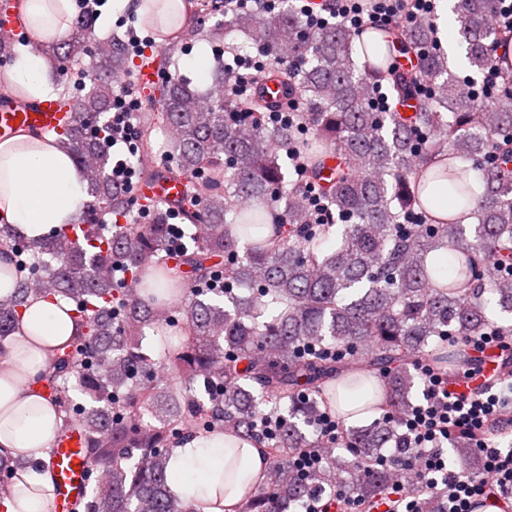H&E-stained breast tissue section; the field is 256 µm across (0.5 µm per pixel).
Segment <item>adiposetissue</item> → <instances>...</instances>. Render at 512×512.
<instances>
[{
  "instance_id": "1",
  "label": "adipose tissue",
  "mask_w": 512,
  "mask_h": 512,
  "mask_svg": "<svg viewBox=\"0 0 512 512\" xmlns=\"http://www.w3.org/2000/svg\"><path fill=\"white\" fill-rule=\"evenodd\" d=\"M27 38L6 72L5 89L23 88L29 100L52 92L41 45L62 39L76 0H20ZM89 197L83 170L57 136L27 132L0 141V222L36 240L75 223ZM79 332L71 306L57 297H34L21 310L0 347V451L29 461L0 512H50L52 483L38 463L48 462L55 436L53 403L37 391L52 351ZM264 450L252 441L214 432L180 444L168 462L173 496L192 500L197 512H238L246 479L260 477Z\"/></svg>"
}]
</instances>
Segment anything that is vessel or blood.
<instances>
[{
    "label": "vessel or blood",
    "instance_id": "vessel-or-blood-1",
    "mask_svg": "<svg viewBox=\"0 0 512 512\" xmlns=\"http://www.w3.org/2000/svg\"><path fill=\"white\" fill-rule=\"evenodd\" d=\"M64 122V113L59 112L55 100L52 99L39 101L24 110L16 109L8 102L0 103V140L21 130H57ZM182 192L181 183L165 178L152 180L136 188L137 195L169 202L179 200ZM82 446V437L76 432L61 436L54 442L50 457V468L56 487L54 512H68L67 505L73 497L83 496L86 491L85 477L89 462Z\"/></svg>",
    "mask_w": 512,
    "mask_h": 512
}]
</instances>
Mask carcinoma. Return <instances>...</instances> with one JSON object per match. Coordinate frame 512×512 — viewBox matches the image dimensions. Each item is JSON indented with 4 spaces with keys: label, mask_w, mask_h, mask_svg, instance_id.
Here are the masks:
<instances>
[{
    "label": "carcinoma",
    "mask_w": 512,
    "mask_h": 512,
    "mask_svg": "<svg viewBox=\"0 0 512 512\" xmlns=\"http://www.w3.org/2000/svg\"><path fill=\"white\" fill-rule=\"evenodd\" d=\"M493 4L451 6L470 69L504 75L493 106L461 91L432 21L357 32L342 19L307 27L294 0L228 13L224 0L154 4L142 26L162 42L163 83L143 120L164 122L163 175L183 194L173 206L146 200L145 224L123 223L130 193L113 180L108 148L129 48L115 39L93 52L89 15L42 46L73 113L57 136L92 201L76 239L0 227L16 275L0 297V342L30 298L74 305L81 333L41 376L57 435L78 425L91 464L94 485L73 512H195L168 489V460L186 437L218 430L268 451L239 512H287L330 475L355 500L386 486L379 452L402 439L390 416L344 429L345 452L330 449L319 469L294 456L322 448V405L349 417L338 388L367 391L369 368L386 375L390 408L408 409L417 364L455 365L448 344L492 326L485 293L512 316V40L492 25ZM232 33L264 68L236 95L246 74L219 56L199 93L174 54ZM333 233L336 247L323 249ZM149 331L167 346L158 358ZM266 417L279 419L272 439ZM27 467L0 454V501Z\"/></svg>",
    "instance_id": "cac0c4a2"
}]
</instances>
